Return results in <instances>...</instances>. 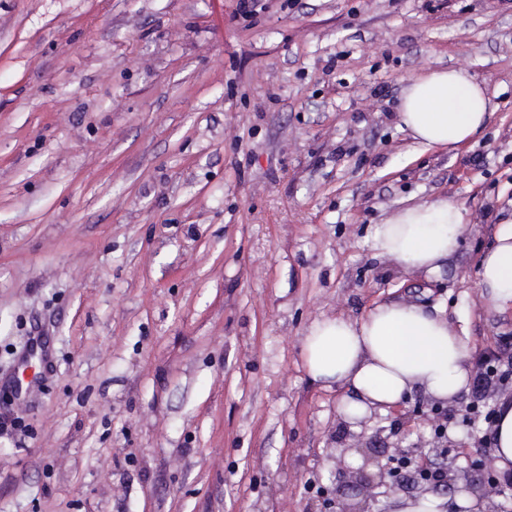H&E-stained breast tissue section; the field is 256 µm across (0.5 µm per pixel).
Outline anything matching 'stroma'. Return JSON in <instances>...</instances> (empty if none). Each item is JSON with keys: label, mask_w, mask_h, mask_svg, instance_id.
I'll use <instances>...</instances> for the list:
<instances>
[{"label": "stroma", "mask_w": 512, "mask_h": 512, "mask_svg": "<svg viewBox=\"0 0 512 512\" xmlns=\"http://www.w3.org/2000/svg\"><path fill=\"white\" fill-rule=\"evenodd\" d=\"M0 0V512H326L357 433L313 382L316 320L442 306L512 357L477 265L512 215L501 0ZM464 69L496 106L422 149L396 103ZM464 209L439 273L371 247L395 211ZM50 364L11 391L30 337ZM447 405L448 456L482 420ZM422 393L368 430L433 459Z\"/></svg>", "instance_id": "1"}]
</instances>
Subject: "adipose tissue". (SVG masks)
Returning <instances> with one entry per match:
<instances>
[{"mask_svg":"<svg viewBox=\"0 0 512 512\" xmlns=\"http://www.w3.org/2000/svg\"><path fill=\"white\" fill-rule=\"evenodd\" d=\"M495 110L476 78L465 70H434L411 82L396 106L398 125L426 148H454L483 130ZM462 207L438 198L406 207L375 225L377 256L408 272L437 273L458 246ZM481 296L498 312L512 309V220L496 230L495 242L478 264ZM301 355L310 378L345 390L338 411L351 428L388 412L412 392L455 401L470 381L469 349L442 308L414 302L379 303L361 319L315 321ZM496 467L512 471V398L503 397L493 423ZM389 512H487L484 499L458 489L453 495L402 494Z\"/></svg>","mask_w":512,"mask_h":512,"instance_id":"obj_1","label":"adipose tissue"}]
</instances>
